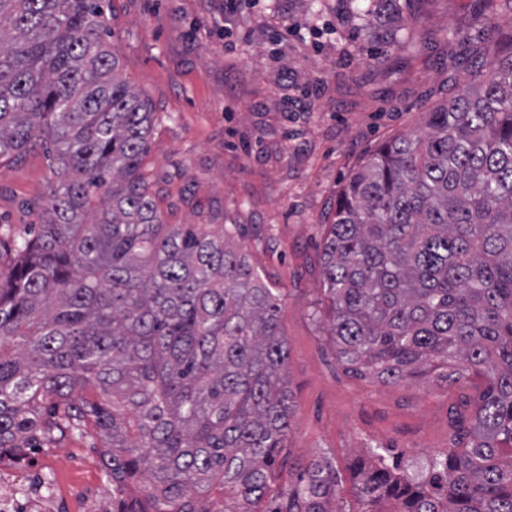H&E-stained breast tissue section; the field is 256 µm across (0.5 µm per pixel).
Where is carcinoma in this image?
I'll use <instances>...</instances> for the list:
<instances>
[{
    "mask_svg": "<svg viewBox=\"0 0 512 512\" xmlns=\"http://www.w3.org/2000/svg\"><path fill=\"white\" fill-rule=\"evenodd\" d=\"M482 2L489 67L359 167L323 241L346 371L484 383L426 470L353 461L360 512H512V0ZM108 8L0 0V165L40 144L55 173L40 223L0 230V454L92 436L113 512H344L331 464L279 460V289L233 229L161 219L141 168L156 112L122 75Z\"/></svg>",
    "mask_w": 512,
    "mask_h": 512,
    "instance_id": "obj_1",
    "label": "carcinoma"
}]
</instances>
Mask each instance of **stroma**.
Segmentation results:
<instances>
[{"label":"stroma","instance_id":"35a3bbf8","mask_svg":"<svg viewBox=\"0 0 512 512\" xmlns=\"http://www.w3.org/2000/svg\"><path fill=\"white\" fill-rule=\"evenodd\" d=\"M360 0H109L124 77L158 120L142 162L164 223L237 225L262 277L281 288L293 460L336 467L345 512L358 504L348 466L381 454L413 473L450 448L477 379L383 385L338 364L323 317L322 240L336 195L388 139L468 75L467 48L491 38L481 0H387L373 21ZM456 29L459 40L447 39ZM54 177L34 148L0 165V224L38 223ZM91 438L67 435L43 472L59 512L112 495Z\"/></svg>","mask_w":512,"mask_h":512}]
</instances>
